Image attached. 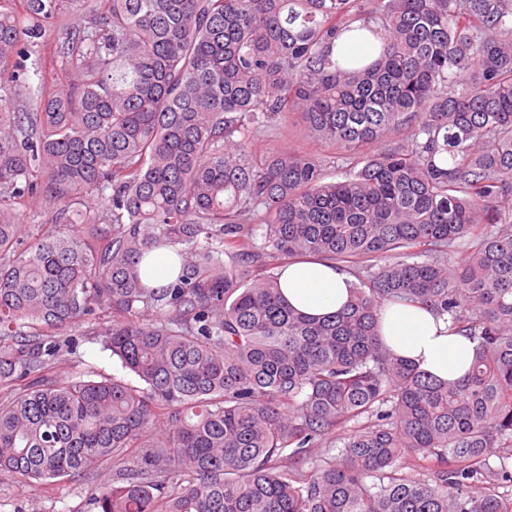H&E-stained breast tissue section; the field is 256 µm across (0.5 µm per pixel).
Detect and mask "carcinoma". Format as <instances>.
Listing matches in <instances>:
<instances>
[{
  "mask_svg": "<svg viewBox=\"0 0 512 512\" xmlns=\"http://www.w3.org/2000/svg\"><path fill=\"white\" fill-rule=\"evenodd\" d=\"M92 2L74 82L0 104V472L110 459L93 512H512V0ZM65 8L0 0L1 90ZM295 114L344 180L249 148ZM303 257L354 276L341 311L283 297ZM387 302L450 315L468 374L387 351ZM86 323L141 385L54 375Z\"/></svg>",
  "mask_w": 512,
  "mask_h": 512,
  "instance_id": "obj_1",
  "label": "carcinoma"
}]
</instances>
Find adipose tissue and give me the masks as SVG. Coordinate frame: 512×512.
I'll list each match as a JSON object with an SVG mask.
<instances>
[{
	"label": "adipose tissue",
	"instance_id": "1",
	"mask_svg": "<svg viewBox=\"0 0 512 512\" xmlns=\"http://www.w3.org/2000/svg\"><path fill=\"white\" fill-rule=\"evenodd\" d=\"M351 276L327 261L283 264L280 287L297 310L312 317L334 314L347 304ZM379 335L391 352L441 381L467 375L475 345L453 332L448 316L405 303H389L379 313Z\"/></svg>",
	"mask_w": 512,
	"mask_h": 512
}]
</instances>
